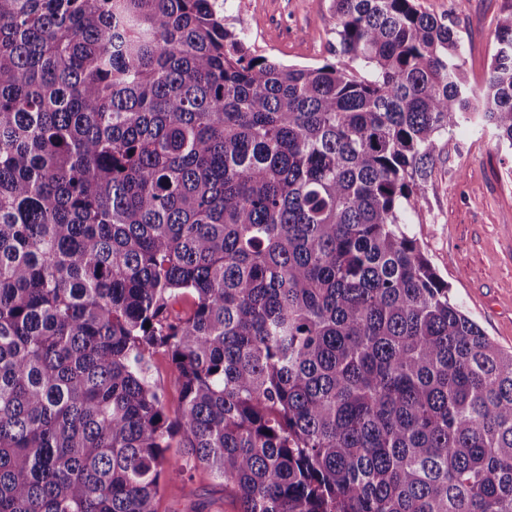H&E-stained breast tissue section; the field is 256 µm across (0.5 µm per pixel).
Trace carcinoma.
<instances>
[{"label":"carcinoma","mask_w":512,"mask_h":512,"mask_svg":"<svg viewBox=\"0 0 512 512\" xmlns=\"http://www.w3.org/2000/svg\"><path fill=\"white\" fill-rule=\"evenodd\" d=\"M333 8L285 66L217 0H0V512H512V351L403 219L453 128L512 149V12L478 93L416 0ZM150 377L153 381L160 384L165 393L166 403L169 408H173L180 395V384L178 373L172 366L167 355L156 353L151 359ZM157 512H239V505L231 491H224L209 472L199 470L185 482H167Z\"/></svg>","instance_id":"obj_1"}]
</instances>
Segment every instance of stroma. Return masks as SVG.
<instances>
[{
    "instance_id": "stroma-1",
    "label": "stroma",
    "mask_w": 512,
    "mask_h": 512,
    "mask_svg": "<svg viewBox=\"0 0 512 512\" xmlns=\"http://www.w3.org/2000/svg\"><path fill=\"white\" fill-rule=\"evenodd\" d=\"M422 11L447 19L460 42L470 88L490 76L494 30L512 0H418ZM224 24L242 32L252 54L285 65L331 58L336 20L331 0H226ZM410 232L452 297L498 346L512 350V151L492 130L465 124L444 135L422 185ZM157 512H239L231 491L200 470L166 483Z\"/></svg>"
}]
</instances>
